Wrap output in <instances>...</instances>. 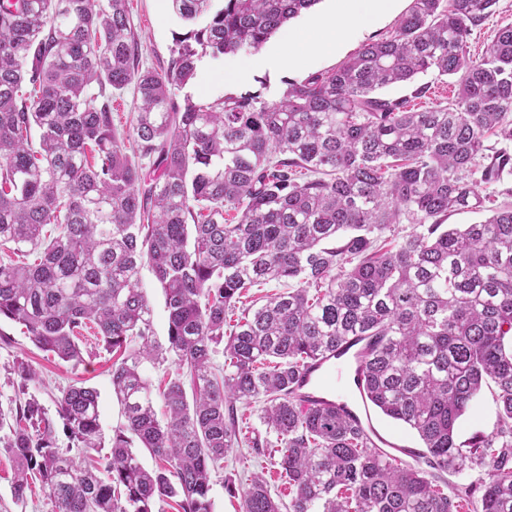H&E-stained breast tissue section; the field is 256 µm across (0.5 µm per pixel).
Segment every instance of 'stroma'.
Returning <instances> with one entry per match:
<instances>
[{
  "label": "stroma",
  "mask_w": 512,
  "mask_h": 512,
  "mask_svg": "<svg viewBox=\"0 0 512 512\" xmlns=\"http://www.w3.org/2000/svg\"><path fill=\"white\" fill-rule=\"evenodd\" d=\"M412 0H397V8L370 28L353 36L339 52L317 60L307 68L293 72L272 69L263 59L278 44V37H271L259 52L254 53L255 67L244 82L225 79L220 73L219 62L205 56L197 64L196 76L180 89V96L193 100L211 101L221 94L256 93L269 98L285 87L286 81H301L313 74L335 70L353 56L364 43L389 36L399 20L408 12ZM131 27L140 41L142 67L161 69L167 67L179 37L188 27L173 12L170 0H129ZM26 361L36 370L38 377L30 383V393L36 394L45 406H52L60 389L81 381L99 393L102 426L105 432L122 424L120 407L112 395V356L100 353L86 358L79 366L54 359L37 349L29 340L24 326L15 322L0 323V403L14 398L17 361ZM263 474L273 495L287 498L288 491L268 456H256L249 449L240 448L228 454L212 474L211 498L213 512H241L242 494L248 487L251 474ZM13 461L0 452V512H55L47 489L33 484L25 501H15L11 494Z\"/></svg>",
  "instance_id": "35a3bbf8"
}]
</instances>
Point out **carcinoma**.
<instances>
[{
	"label": "carcinoma",
	"mask_w": 512,
	"mask_h": 512,
	"mask_svg": "<svg viewBox=\"0 0 512 512\" xmlns=\"http://www.w3.org/2000/svg\"><path fill=\"white\" fill-rule=\"evenodd\" d=\"M171 2L206 20L156 70L139 67L128 0H0V320L75 367L93 331L125 419L105 446L97 390L70 385L54 400L71 443L60 448L27 393L36 371L18 363L25 398L0 406L14 498L35 475L55 512H156L169 499L213 512L212 469L245 446L277 448L287 512H512V203L489 207L484 192L512 175V152L477 162L488 136L512 143V26L480 57L467 50L498 0H412L388 37L331 73L271 99L181 103L200 57L257 52L319 0ZM428 74L455 79L451 101L375 95ZM130 85L131 152L112 119ZM457 211L489 216L445 226ZM146 265L165 296L164 345ZM271 283L283 290L225 333L243 291ZM354 336L365 399L423 444L413 465L335 406L291 396L301 368ZM168 360L161 421L143 364ZM487 393L492 430L459 439ZM238 403L261 404L265 430L241 427ZM242 512H281L263 476Z\"/></svg>",
	"instance_id": "cac0c4a2"
}]
</instances>
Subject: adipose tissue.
<instances>
[{"label": "adipose tissue", "instance_id": "1", "mask_svg": "<svg viewBox=\"0 0 512 512\" xmlns=\"http://www.w3.org/2000/svg\"><path fill=\"white\" fill-rule=\"evenodd\" d=\"M394 0H329L327 15L308 22L306 39L284 31L279 48L268 57L271 65L297 70L311 59L336 51L342 40L360 32L388 13Z\"/></svg>", "mask_w": 512, "mask_h": 512}]
</instances>
